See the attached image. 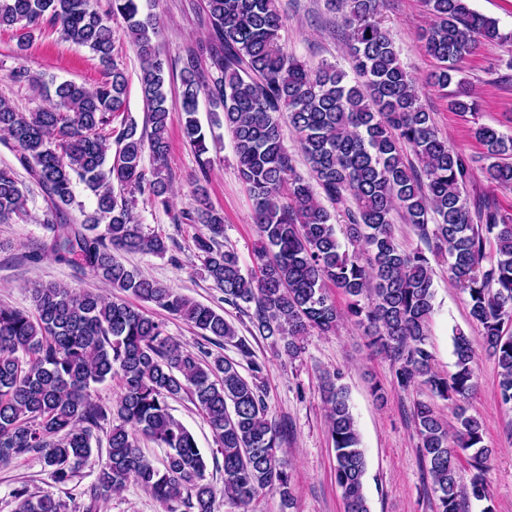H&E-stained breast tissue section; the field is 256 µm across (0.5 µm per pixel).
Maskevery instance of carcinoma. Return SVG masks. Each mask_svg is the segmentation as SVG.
<instances>
[{
    "label": "carcinoma",
    "mask_w": 512,
    "mask_h": 512,
    "mask_svg": "<svg viewBox=\"0 0 512 512\" xmlns=\"http://www.w3.org/2000/svg\"><path fill=\"white\" fill-rule=\"evenodd\" d=\"M141 2L111 0L107 15L94 0H0V29L18 32L19 51L47 24L63 41L88 48L106 72V80L88 89L17 68L12 81L52 92V103L20 112L0 97V135L13 142L47 202L43 223L52 236L42 252L61 263L79 262L114 290L108 300L52 282L33 289L30 311L0 305V464L36 455L53 482L65 486L92 458L94 432L113 413L119 424L110 429L84 512H100L131 479L170 508L216 512L206 461L192 433L171 414L169 400L185 394L223 456L224 501L253 512L252 503L267 489L284 506L293 504L292 473L280 455L286 437L268 418L260 386L242 377L232 360L182 346L123 298L152 303L191 323L206 340L232 343L251 355L224 314L116 258L118 251L162 256L168 250L161 236L145 232L135 219L131 194L138 191L173 221L203 226L194 248L224 303L243 313L254 305L253 327L281 342L291 358L302 352L310 331L336 330L342 314L326 288L341 290L368 345L395 366L397 386L406 391L420 383L432 397L457 406L451 431L431 402L417 401L410 411L435 512H463L470 498L486 502L483 512H495L482 424L465 407L476 390L470 338L455 330L454 370L441 373L432 366L428 321L435 298L431 258L443 257L450 278L468 294L471 323L500 369L499 403L512 411V213L495 195L512 191V136L483 124L473 129L489 163L482 167L488 190L472 197L468 185L479 160L448 143L422 96L425 86L454 83L450 108L476 112L471 89L456 79L460 64L486 43L511 42L512 32L472 9L470 0H424L434 21L419 40L437 66L422 87L376 21L383 0H330L355 73L350 82L342 70L312 66L288 52L282 41L287 17L277 0H206L198 15L206 40L190 51L181 71L182 131L198 164L196 206L176 212L164 93L173 66L159 47L157 19L142 14ZM111 15L124 20L140 60L141 128L125 115L128 77L114 59ZM202 94L224 112L239 179L253 200L261 239L254 272H243L238 255L222 244L224 216L208 201L210 147L197 118ZM285 126L309 165L307 178L283 145ZM78 181L96 208L83 223L64 224ZM319 192L345 218L342 232ZM26 204L22 181L0 169V223L26 216ZM398 220L417 229L425 248L399 246ZM345 242L353 250L343 248ZM114 377L122 391L106 408L93 401L90 389ZM341 379L339 372L322 375L336 485L344 512H371L367 461ZM140 435L165 450L162 466L139 448ZM13 497L15 512H63L64 504L49 494L21 488Z\"/></svg>",
    "instance_id": "1"
}]
</instances>
